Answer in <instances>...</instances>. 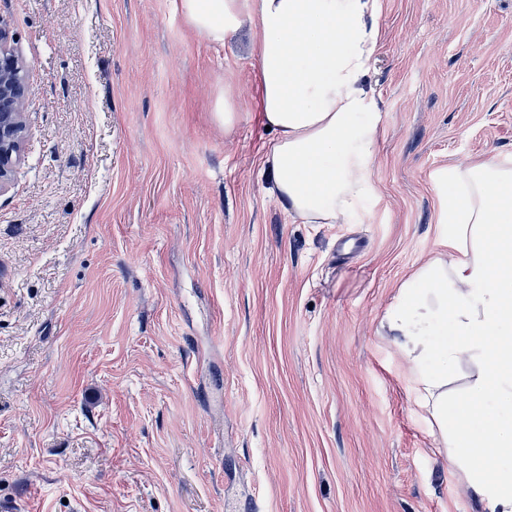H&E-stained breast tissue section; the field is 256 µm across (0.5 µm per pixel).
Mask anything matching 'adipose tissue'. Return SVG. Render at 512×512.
<instances>
[{
  "label": "adipose tissue",
  "mask_w": 512,
  "mask_h": 512,
  "mask_svg": "<svg viewBox=\"0 0 512 512\" xmlns=\"http://www.w3.org/2000/svg\"><path fill=\"white\" fill-rule=\"evenodd\" d=\"M181 5L212 42L252 31L257 111L274 134L269 193L304 223H346L378 152L377 0ZM440 180L447 249L402 284L380 326L409 366L436 452L482 512H512V158L452 165Z\"/></svg>",
  "instance_id": "obj_1"
}]
</instances>
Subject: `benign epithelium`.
Wrapping results in <instances>:
<instances>
[{"label":"benign epithelium","mask_w":512,"mask_h":512,"mask_svg":"<svg viewBox=\"0 0 512 512\" xmlns=\"http://www.w3.org/2000/svg\"><path fill=\"white\" fill-rule=\"evenodd\" d=\"M30 93L25 67L8 45V33L0 24V190L10 180L20 157L25 121L23 103Z\"/></svg>","instance_id":"benign-epithelium-1"}]
</instances>
